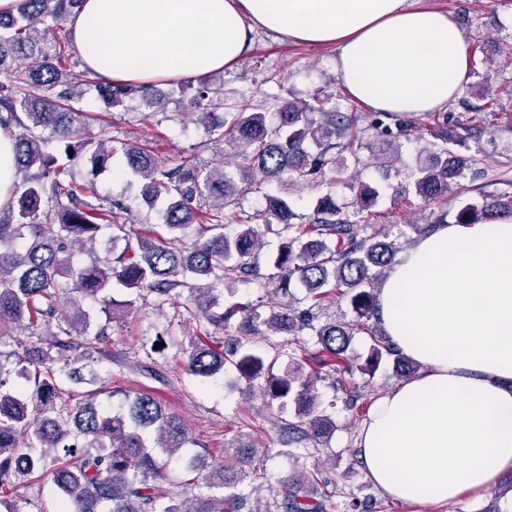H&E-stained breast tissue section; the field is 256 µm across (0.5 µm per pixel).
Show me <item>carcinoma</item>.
<instances>
[{
  "mask_svg": "<svg viewBox=\"0 0 512 512\" xmlns=\"http://www.w3.org/2000/svg\"><path fill=\"white\" fill-rule=\"evenodd\" d=\"M80 0H27L17 15L0 14V129L14 140L17 182L9 203L0 209V326L9 324L30 335L19 360V374L32 385L10 388L0 377V506L20 512L7 499L21 475H49L65 505V512H241L247 496L239 485L255 470L256 448L241 445L224 452V464L214 467L202 456L184 459V469L196 474L197 489L189 500H177L160 484L168 459L187 442L184 423L165 413L153 397L136 393L127 398V409L109 411L90 395L69 403L55 378V367L67 370L70 359H86L105 336L88 338L87 300L98 301L116 319L130 311L143 293L167 296L179 287L196 293L199 313L208 326L222 329L239 318L238 338L229 353L208 344H194L185 368L206 382L231 363L241 378H264L262 395L280 413L293 407L285 424L295 442L317 443L336 428L335 420L320 407L317 382L320 370L353 372L348 355L359 331L371 335L362 370L371 373L382 359L392 361L401 377L416 373L419 364L407 358L387 337L372 333L366 322L377 315V289L385 271L394 263L398 247L389 234L361 235L378 204L381 190L359 183L354 210L344 212L330 194L316 197L307 222L299 221L290 203V191L304 176L336 174L365 166L360 147L354 145L351 117L339 112L330 99L290 101L279 112V123L269 128L261 112L247 104L234 107L233 119L219 116L224 101L211 77L196 82H171L180 92L193 86L198 120L224 129L221 139L231 146L238 167L252 180L275 182L279 192L268 198L267 215L281 225L284 242L274 260V293L287 297L292 283L305 288L311 309L343 289L356 320H328L318 326L300 319L288 302L265 312L258 305L224 306V280L246 282L253 269L248 259L261 248L259 225L242 224L237 217L245 189L224 169L223 155L211 165L185 162L170 168L154 154L132 144H122L128 168L144 181L147 202L168 197L163 211L168 237H140L114 259L111 249L122 239L124 225L115 222L119 204L93 202L86 185L77 182L74 168L85 163L94 172L106 170L112 159V138L89 133L69 102L79 95L73 81L68 47L51 35L46 19L59 23L78 7ZM106 108L123 106L136 98L147 109L162 106L155 87L131 83L96 82ZM7 116H1V113ZM377 112L371 126L381 151L395 164L388 136H405L409 124L391 128ZM48 130L62 153L45 152L42 132ZM464 139L443 135L420 154L407 171L402 192L440 213L433 224H409L418 235L446 223L448 192L475 160L459 154ZM512 217V195L482 204L461 202L454 223L481 224ZM236 229L224 232V225ZM192 242H186L190 230ZM87 250L90 263L75 267L69 252ZM71 288L74 295L60 298ZM129 292L117 302L114 290ZM57 318V331L48 329ZM47 326L36 333L34 328ZM265 329L290 337L308 329L317 337L318 349L288 362L276 374L265 368L264 358L250 337ZM62 450L67 460L47 470L45 460ZM318 473L300 469L288 481V492L273 499L269 512H333V496L315 489ZM221 488L226 494L216 496Z\"/></svg>",
  "mask_w": 512,
  "mask_h": 512,
  "instance_id": "obj_1",
  "label": "carcinoma"
}]
</instances>
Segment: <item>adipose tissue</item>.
<instances>
[{
    "label": "adipose tissue",
    "mask_w": 512,
    "mask_h": 512,
    "mask_svg": "<svg viewBox=\"0 0 512 512\" xmlns=\"http://www.w3.org/2000/svg\"><path fill=\"white\" fill-rule=\"evenodd\" d=\"M66 26L85 71L136 85L222 70L259 29L331 44L348 94L397 115L446 107L471 67L452 14L414 0H82ZM378 305L422 371L363 424L368 478L418 506L483 493L512 471V219L438 225L397 256Z\"/></svg>",
    "instance_id": "adipose-tissue-1"
}]
</instances>
